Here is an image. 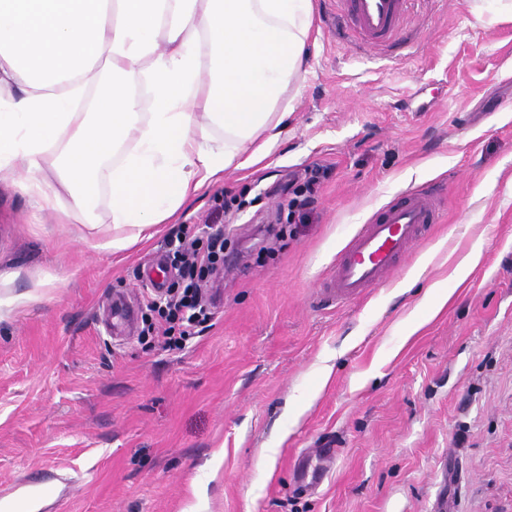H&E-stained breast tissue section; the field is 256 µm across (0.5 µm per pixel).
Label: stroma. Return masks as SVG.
<instances>
[{
    "label": "stroma",
    "instance_id": "obj_1",
    "mask_svg": "<svg viewBox=\"0 0 512 512\" xmlns=\"http://www.w3.org/2000/svg\"><path fill=\"white\" fill-rule=\"evenodd\" d=\"M413 0L410 45L360 54L313 0L303 92L270 155L227 168L153 239L102 250L0 184V486L46 466L61 512H512V14ZM329 176L289 215L288 181ZM431 187L439 222L399 273L318 301L337 253L398 193ZM224 236L210 328L166 350L108 334L112 296L142 304L176 271V229ZM463 282L452 265L473 245ZM450 299L428 311L433 284ZM275 449L267 457V449ZM334 456L316 488L299 460Z\"/></svg>",
    "mask_w": 512,
    "mask_h": 512
}]
</instances>
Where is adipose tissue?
Masks as SVG:
<instances>
[{"mask_svg":"<svg viewBox=\"0 0 512 512\" xmlns=\"http://www.w3.org/2000/svg\"><path fill=\"white\" fill-rule=\"evenodd\" d=\"M312 22V0H0V182L111 224L103 249L149 240L270 153Z\"/></svg>","mask_w":512,"mask_h":512,"instance_id":"ef3b65f1","label":"adipose tissue"}]
</instances>
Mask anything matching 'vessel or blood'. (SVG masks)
<instances>
[{"instance_id":"1","label":"vessel or blood","mask_w":512,"mask_h":512,"mask_svg":"<svg viewBox=\"0 0 512 512\" xmlns=\"http://www.w3.org/2000/svg\"><path fill=\"white\" fill-rule=\"evenodd\" d=\"M345 22L366 49L384 52L399 42L409 0H340ZM437 215L430 192L410 189L378 210L336 258L326 282L328 302L354 301L389 278L399 259L423 239ZM65 488L43 474L0 489V512H50Z\"/></svg>"}]
</instances>
